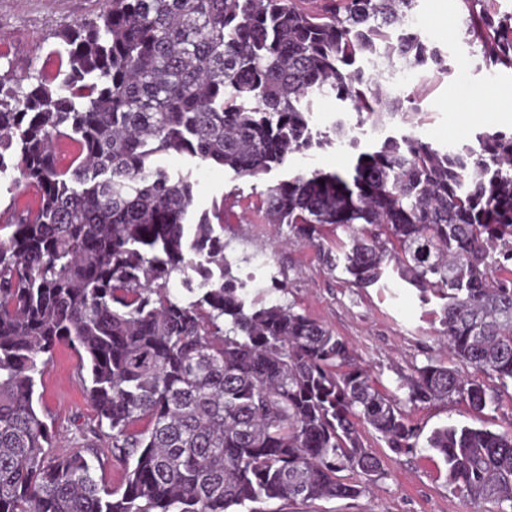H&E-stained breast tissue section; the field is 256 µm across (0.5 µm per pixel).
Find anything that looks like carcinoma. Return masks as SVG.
Segmentation results:
<instances>
[{
	"mask_svg": "<svg viewBox=\"0 0 512 512\" xmlns=\"http://www.w3.org/2000/svg\"><path fill=\"white\" fill-rule=\"evenodd\" d=\"M486 71L512 70V12L461 0ZM414 0H104L59 34L56 69L0 82V176L37 205L0 224V512H232L271 500L355 499L382 474L364 438L396 454L420 436L401 399L349 342L291 304L250 297L214 225L195 216L203 164L260 179L339 142L346 172L298 171L267 187L273 224L342 268L358 288L397 277L436 303L442 335L470 372L437 362L407 383L411 403L452 399L481 413L512 383V132L438 148L408 133L360 149L355 129L405 116L448 64L402 28ZM380 60L365 74L363 57ZM431 76L385 93L396 62ZM352 125L313 132V97ZM67 142L74 159L57 163ZM185 160L172 173L168 155ZM330 227L349 242L325 245ZM180 281L184 295H171ZM65 344L123 490L93 476L98 449L51 452L38 383ZM499 381L492 391L483 377ZM448 487L512 503V431L444 426L427 437ZM356 476L351 481L343 472Z\"/></svg>",
	"mask_w": 512,
	"mask_h": 512,
	"instance_id": "cac0c4a2",
	"label": "carcinoma"
}]
</instances>
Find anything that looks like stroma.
I'll use <instances>...</instances> for the list:
<instances>
[{"mask_svg":"<svg viewBox=\"0 0 512 512\" xmlns=\"http://www.w3.org/2000/svg\"><path fill=\"white\" fill-rule=\"evenodd\" d=\"M102 7V0H0V82L14 84L41 68L53 71L49 52L57 45L59 32ZM413 13L426 39L445 54L451 72L422 100L411 121L395 119L367 131L362 146L411 132L441 148L459 147L474 144L476 133L482 131L512 132V71L502 69L492 75L485 70L478 47L466 33L461 0H416ZM287 176L284 167L258 180L236 177L217 165L199 168L194 173V210L211 211L215 201L235 192L240 205L224 227L233 275L250 280L255 290L275 278L285 281L288 289L277 294V301L293 304L351 343L358 362L402 397V409L420 428L422 438L405 454L392 453L384 442L374 441L383 473L364 496L272 501L260 504V512H512V504L486 500L477 505L451 491L442 459L425 442L433 429L446 425L512 430V388L503 392L497 408L481 415L459 400L430 405L407 402V379L418 368L449 359L440 324L432 321L427 305L401 284L351 286L341 270L323 267L313 249L292 242L287 225L268 223L255 203L267 186ZM77 365L74 350L58 349L38 389L42 401L37 411L56 432L55 454H67L78 443L99 447L97 480L108 489L120 488L125 466L110 452L109 428L100 423L85 397Z\"/></svg>","mask_w":512,"mask_h":512,"instance_id":"35a3bbf8","label":"stroma"}]
</instances>
